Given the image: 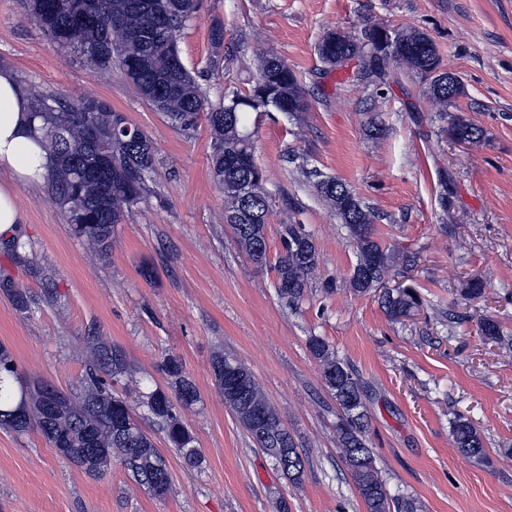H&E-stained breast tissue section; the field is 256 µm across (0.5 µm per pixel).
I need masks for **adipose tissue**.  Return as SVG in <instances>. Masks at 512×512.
Here are the masks:
<instances>
[{
	"mask_svg": "<svg viewBox=\"0 0 512 512\" xmlns=\"http://www.w3.org/2000/svg\"><path fill=\"white\" fill-rule=\"evenodd\" d=\"M53 164L37 142L26 96L15 75L0 70V171L10 176L0 183V239L16 236L23 213L17 191L44 183Z\"/></svg>",
	"mask_w": 512,
	"mask_h": 512,
	"instance_id": "1",
	"label": "adipose tissue"
}]
</instances>
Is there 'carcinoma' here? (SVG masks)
Returning <instances> with one entry per match:
<instances>
[{
    "instance_id": "cac0c4a2",
    "label": "carcinoma",
    "mask_w": 512,
    "mask_h": 512,
    "mask_svg": "<svg viewBox=\"0 0 512 512\" xmlns=\"http://www.w3.org/2000/svg\"><path fill=\"white\" fill-rule=\"evenodd\" d=\"M27 4L52 40L73 48L102 76L111 75L114 65L122 69L136 93L171 124L190 131L205 117L210 129L212 177L224 192L225 223L255 266H269L275 272L278 297L288 307H298L316 279L319 253L305 225L282 224L280 248L276 260L270 261L266 175L256 162L253 136L246 126L251 112L274 111L295 118L309 110L308 92L295 71L275 52H267L259 58L247 92L226 90L219 104L213 105L197 76L184 65L178 46V32L196 11L195 0H27ZM318 54L331 67L358 59L361 77L373 80L379 89L388 84L389 68L401 66L420 78L422 96L443 109L464 93L458 77L448 78L433 39L416 28L367 24L356 35L330 30L319 43ZM27 91L43 146L56 159L46 176L50 193L70 233L90 252L106 257L112 251L115 225L146 192L156 148L143 130L104 101L87 112L80 100H65L36 86ZM449 130L473 143L483 137L481 128L460 115L450 116ZM101 156L110 159L104 169L97 163ZM306 174L315 179L318 194L345 224L355 245L351 290L357 295L377 290L395 257L375 239L374 211L342 181L317 169ZM245 187L251 195L264 199L263 222L259 224L242 217ZM0 289L17 309H29L27 292L9 276L0 277ZM378 300L395 320L411 316L420 305L412 288L386 289ZM477 332L482 340L509 348L494 318H480ZM308 350L336 401L341 459L366 512H418L415 499L391 495L379 476L374 451L368 447L364 391L354 369L321 336L309 337ZM85 357V375L75 388L63 392L49 383L41 384L53 394L54 407L44 410L35 403L22 421L14 416L23 399L21 373L10 351L0 345V428L40 433L51 447L68 449L66 459L89 475L105 473L116 460L136 482L155 495H165L171 487L166 458L127 400L108 384L130 374L125 352L106 343L92 328L85 340ZM162 370L168 388L141 393L140 406L147 409L184 463L199 468L204 456L182 416L197 403V388L185 375L179 357L165 356ZM212 372L225 405L255 445L289 481L301 483L303 453L251 372L224 355L213 359ZM451 435L459 452L482 457L481 434L469 418L456 415ZM84 448L104 449L95 466L83 463Z\"/></svg>"
}]
</instances>
